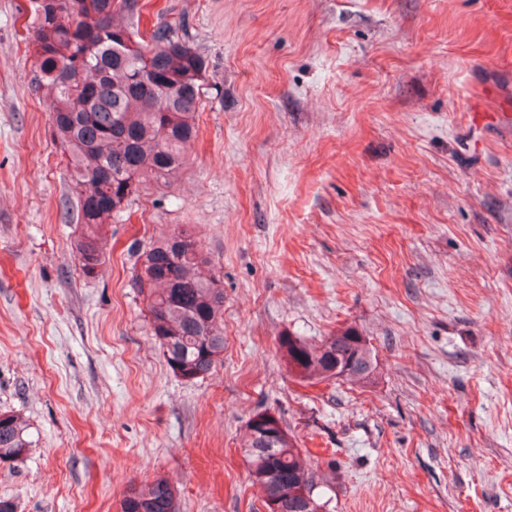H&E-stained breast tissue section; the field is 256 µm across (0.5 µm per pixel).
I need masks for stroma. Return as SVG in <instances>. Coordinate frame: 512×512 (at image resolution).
<instances>
[{"label":"stroma","instance_id":"obj_1","mask_svg":"<svg viewBox=\"0 0 512 512\" xmlns=\"http://www.w3.org/2000/svg\"><path fill=\"white\" fill-rule=\"evenodd\" d=\"M26 0H0V463L19 512H118L167 477L179 512H266L242 444L270 411L328 512H512V0H142L206 65L177 181L147 183L84 276ZM193 232L224 355L168 368L133 242ZM352 327L370 382L300 381L278 339ZM26 424L16 414L0 413V463L23 459L31 447L27 439Z\"/></svg>","mask_w":512,"mask_h":512}]
</instances>
